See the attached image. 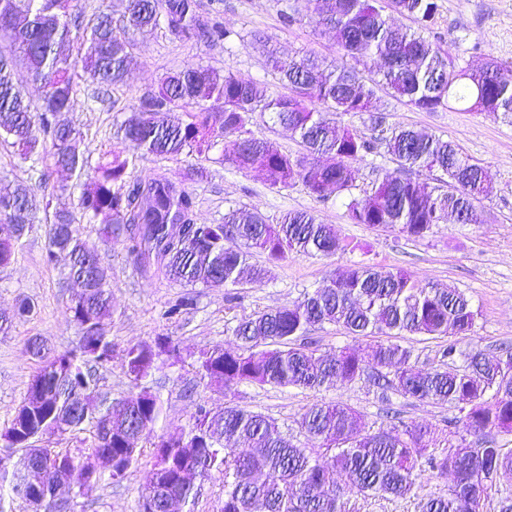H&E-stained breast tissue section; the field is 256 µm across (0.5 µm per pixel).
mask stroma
<instances>
[{
  "label": "stroma",
  "instance_id": "stroma-1",
  "mask_svg": "<svg viewBox=\"0 0 512 512\" xmlns=\"http://www.w3.org/2000/svg\"><path fill=\"white\" fill-rule=\"evenodd\" d=\"M438 11L424 25L407 15L383 8L386 21L394 26L420 29L422 35L456 66L478 68L494 61L512 66V0H437ZM280 0H200V19L222 21L232 32L229 42L208 44L178 38L162 29L136 35L137 46L123 85L105 90L91 81L80 82L62 122L83 134L80 144L90 165L102 156L123 150L113 131L137 106L139 99L157 90L167 72L190 63L267 85L286 93L266 62L267 51L281 57L313 53L327 60L351 65L339 47L334 31L318 24L311 12L302 22L284 24ZM380 115L389 127H411L442 136L458 144L488 174L493 191L478 206L479 223L448 222L437 225L421 238L401 233L398 227L376 229L351 223L347 200L333 196L320 201L299 183L277 190L263 177L242 174L212 162H205L203 176L185 180L190 159L161 160L144 156L130 179L148 181L165 175L185 181L196 197L195 218L200 223L219 222L229 205L261 212L270 223L291 210H308L325 224L334 225L339 238L358 243L357 251L324 256H289L268 264L262 281L241 288L234 303L224 300L220 289L183 287L143 271L118 247L104 246L100 259L112 284L115 310L109 336L114 346L112 362L99 369L102 391L120 398L132 395L130 379L123 367V351L131 344L159 336L170 337L181 350V359L164 365L152 376L161 398L163 413L156 431L179 434L188 425L196 404L213 409L238 406L273 418L283 434L294 443L312 447L298 420L306 408L321 402L340 401L358 410L366 423L379 426L387 411L400 414L403 421L425 426L437 451L474 441L473 433L457 423V409L382 392L371 373L329 391L275 388L242 384L230 390L206 385L201 380L196 358L201 349L222 345L236 347L235 326L252 315L296 301L329 281L336 272L357 263L387 270L404 268L419 280L441 288L465 292L477 312L473 332L460 339L462 351L495 355L500 344L512 345V118L493 112H466L440 108L426 112L406 105L388 91L377 90L371 114L341 116L342 124L360 135L373 137L372 116ZM252 136L267 140L291 156L303 155L299 137L276 123L267 112L255 113L249 125ZM61 169L54 170L46 188L51 207L74 213L83 234L92 236L96 226L78 208L79 192ZM46 227L32 225L23 237L11 263L0 267V311L13 310L20 299L29 297L39 304L34 319L16 322L9 334H0V430L5 429L23 401L27 386L37 369L28 352V342L41 338L48 348L62 352L78 346L80 335L67 304L71 289L60 287L56 267L44 261ZM186 297L191 306L181 316H163L169 303ZM153 468V450L146 447L138 464L120 483L104 480L83 499V512H139L141 494Z\"/></svg>",
  "mask_w": 512,
  "mask_h": 512
}]
</instances>
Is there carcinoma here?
I'll use <instances>...</instances> for the list:
<instances>
[{
  "instance_id": "1",
  "label": "carcinoma",
  "mask_w": 512,
  "mask_h": 512,
  "mask_svg": "<svg viewBox=\"0 0 512 512\" xmlns=\"http://www.w3.org/2000/svg\"><path fill=\"white\" fill-rule=\"evenodd\" d=\"M74 0H0V140L17 149L21 160L44 164L41 180L53 167L74 177L81 188L79 209L98 222L97 240L82 235L73 215L49 212L46 261L60 270L62 280L75 282L67 310L80 333L77 349L53 353L42 340L29 346L37 362L24 398L5 431L13 464L0 466V501L4 490L30 501L24 484L31 459L45 471L38 491L43 512H74V498L85 497L106 479L120 481L141 455L140 443L154 448V464L145 497L159 512L165 502L196 499L187 475L224 477L222 512H347L349 495L380 494L413 497L418 512H480L495 496L499 512H512V485L497 477L512 470V448L494 441L460 444L436 455L428 452L427 432L406 423L373 427L343 402L315 404L301 415L299 425L323 453L314 456L261 413L226 406L213 410L197 405L188 429L166 437L155 433L162 414L159 396L149 377L164 355L176 357L177 345L167 337L143 341L124 350L123 366L134 388L132 398H113L99 389L97 372L112 362V285L99 263V244H120L136 263L155 265L164 276L185 286L226 288L224 300L238 299L233 289L257 281L266 267L252 262L255 254L269 263L292 254L331 256L353 252L357 245L336 236V229L319 222L310 211H292L270 224L258 211L229 206L218 224L195 220L193 193L166 177L147 183L128 179L129 167L145 154L164 159L183 154L206 160L219 142L231 139L218 161L239 172H257L272 189L297 182L318 200L332 195L348 198L354 224L376 228L398 226L410 237H423L433 226L457 215L458 222L477 220L476 203L492 186L484 169L458 145L411 129H384L380 117L377 140L402 169L428 168L445 176L428 186L386 172L361 197L352 195V163L375 153V142L339 124L332 115L361 114L372 108L374 88L383 86L415 108L435 111L459 106L465 110L512 115V67L494 62L481 69H449L439 50L407 28L387 24L377 0H305L287 3L284 23L302 20L303 12H321L319 23L333 29L344 51L356 63L381 62L365 75L354 67L329 64L306 53L288 59L271 57L278 80L293 89L279 95L265 85L187 65L165 76L158 90L143 96L120 124L126 154H114L95 168L79 149L81 132L57 122L68 109L78 80L87 77L101 86L124 83L135 41L131 34L165 28L186 39L218 43L231 36L224 24L199 22L198 0H128L119 21L101 14L84 25L74 13ZM394 8L421 22L438 10L436 0H392ZM84 55L70 56V43ZM42 88L34 107L14 83L17 63ZM221 103L216 111L207 105ZM269 112L299 135L306 155L292 157L246 129L252 114ZM37 200L31 185L19 183L0 192V266L15 256L30 225L36 222ZM36 312L30 298L15 309L0 311V334ZM476 312L464 292L422 283L408 270H384L355 264L329 284L302 299L258 312L238 323L235 348L220 345L199 353L200 378L230 389L240 384L330 390L360 377L371 361L386 370L378 374L385 390L398 395L456 408L467 430L512 433V350L493 359L481 352L457 350V340L470 334ZM334 324L354 336L423 335L444 339L441 358L451 369H418L413 351L392 340L347 346L325 358L297 343L309 328ZM93 393L94 406L78 407ZM65 434L83 435L76 451H57L52 440ZM248 451L238 452L239 442ZM98 453L112 456V472L85 471L62 503L54 499L53 474ZM447 471L452 483L445 494H421V466ZM349 484L334 487L336 472Z\"/></svg>"
}]
</instances>
